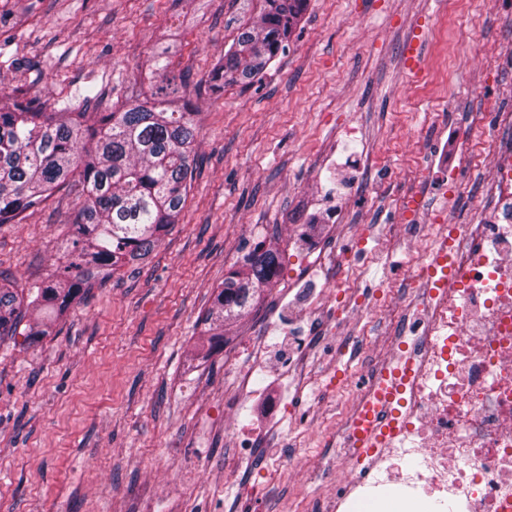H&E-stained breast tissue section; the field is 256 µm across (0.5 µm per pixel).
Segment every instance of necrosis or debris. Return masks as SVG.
I'll list each match as a JSON object with an SVG mask.
<instances>
[{
  "mask_svg": "<svg viewBox=\"0 0 512 512\" xmlns=\"http://www.w3.org/2000/svg\"><path fill=\"white\" fill-rule=\"evenodd\" d=\"M491 178L492 223L419 225L420 259L405 280L411 307L389 331L348 336L337 326L329 269L353 262L355 251L313 247L306 274L289 281L300 323L321 320L325 372L349 358L359 360L363 376L340 426L317 434L319 453L301 474L311 481L330 457L347 467L315 512H512V151L493 149ZM441 237L448 240V274L440 278L432 243ZM307 357L300 339L281 361L259 350L250 370L226 364V406L239 404L252 373L285 379ZM389 386V418L397 426L391 446H353L354 423ZM254 400L275 422L311 423L309 406L287 392Z\"/></svg>",
  "mask_w": 512,
  "mask_h": 512,
  "instance_id": "obj_1",
  "label": "necrosis or debris"
}]
</instances>
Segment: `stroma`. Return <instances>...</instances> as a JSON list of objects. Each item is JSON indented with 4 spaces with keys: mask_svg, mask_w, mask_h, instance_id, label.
<instances>
[{
    "mask_svg": "<svg viewBox=\"0 0 512 512\" xmlns=\"http://www.w3.org/2000/svg\"><path fill=\"white\" fill-rule=\"evenodd\" d=\"M260 0H0V97L62 110L93 94L101 111L136 96L156 45L177 44L174 68L198 108V169L179 221L143 262L73 304L51 336L0 341V512H274L242 499L276 446L272 425L240 405L263 436L236 468L224 437V364L252 346H287L269 323L290 304L263 288L227 324L207 360L198 322L225 276L257 242L282 272H304L314 223L325 246L373 225L367 250L341 272L365 292L389 290L370 323L389 326L416 224L486 218L493 146L512 147V0H309L280 53L253 84L212 92L209 75ZM416 45L420 79L405 67ZM357 139L345 144L343 131ZM62 188L0 224V275L17 290L62 257L79 206ZM417 200L403 212L402 197ZM336 224L322 222L328 204Z\"/></svg>",
    "mask_w": 512,
    "mask_h": 512,
    "instance_id": "stroma-1",
    "label": "stroma"
}]
</instances>
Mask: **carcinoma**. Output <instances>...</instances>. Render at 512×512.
<instances>
[{
  "label": "carcinoma",
  "instance_id": "cac0c4a2",
  "mask_svg": "<svg viewBox=\"0 0 512 512\" xmlns=\"http://www.w3.org/2000/svg\"><path fill=\"white\" fill-rule=\"evenodd\" d=\"M307 0H264L211 81L251 84L284 50ZM144 100L97 112L87 97L69 112H47L15 96L0 107V224L39 207L52 190L77 180L83 201L65 239L68 261L24 297L0 280V338L31 343L50 335L89 288L146 259L185 208L195 173L196 113L183 75L159 66ZM279 255L262 245L224 277L203 323L209 343L246 313L271 283Z\"/></svg>",
  "mask_w": 512,
  "mask_h": 512
}]
</instances>
